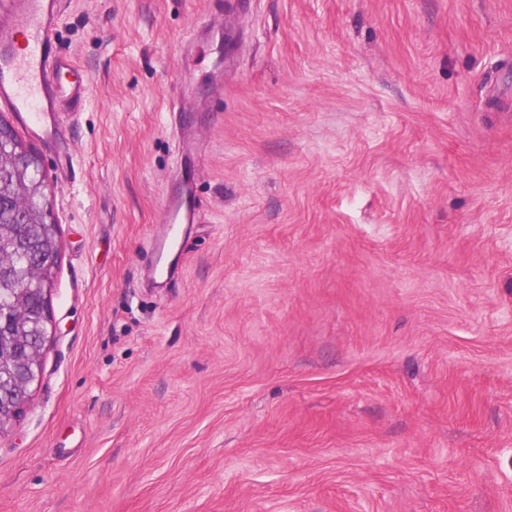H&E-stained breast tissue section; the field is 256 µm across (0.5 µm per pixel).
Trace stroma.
Segmentation results:
<instances>
[{
	"label": "stroma",
	"mask_w": 512,
	"mask_h": 512,
	"mask_svg": "<svg viewBox=\"0 0 512 512\" xmlns=\"http://www.w3.org/2000/svg\"><path fill=\"white\" fill-rule=\"evenodd\" d=\"M66 2L0 512H512V0ZM196 217H200V209L195 196L191 198L186 190L181 195L172 194L165 202L164 224L167 225V233L161 245L169 248L180 247L182 236V224H195ZM55 335L56 327L53 326L52 324V316L49 307V311L45 313L44 330L42 331V336H40V343L37 347L32 348L30 352V360L32 362V367L30 371L18 381L20 391L26 392V394H24L23 396L21 408H24V406L29 402L31 397L30 388L32 384L38 381L41 376L43 367V351L45 344L52 336Z\"/></svg>",
	"instance_id": "stroma-1"
}]
</instances>
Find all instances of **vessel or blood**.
I'll return each instance as SVG.
<instances>
[{"label": "vessel or blood", "mask_w": 512, "mask_h": 512, "mask_svg": "<svg viewBox=\"0 0 512 512\" xmlns=\"http://www.w3.org/2000/svg\"><path fill=\"white\" fill-rule=\"evenodd\" d=\"M62 0H0V108L31 137L52 144L63 114L83 111L91 81L57 47ZM200 209L189 193L165 202L164 246L179 247L182 227Z\"/></svg>", "instance_id": "vessel-or-blood-1"}]
</instances>
